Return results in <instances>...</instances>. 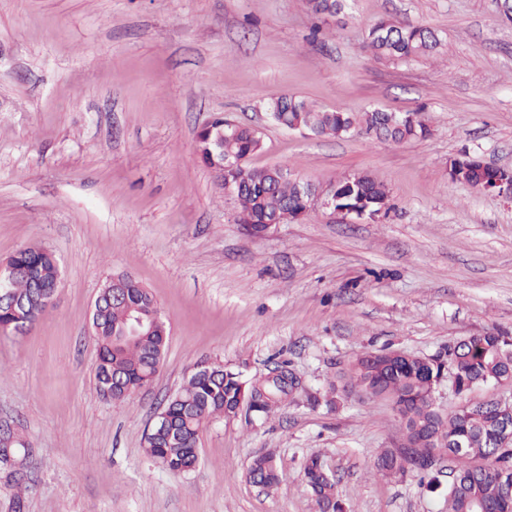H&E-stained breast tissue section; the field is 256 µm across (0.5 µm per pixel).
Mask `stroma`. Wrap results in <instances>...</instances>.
<instances>
[{
	"instance_id": "stroma-1",
	"label": "stroma",
	"mask_w": 512,
	"mask_h": 512,
	"mask_svg": "<svg viewBox=\"0 0 512 512\" xmlns=\"http://www.w3.org/2000/svg\"><path fill=\"white\" fill-rule=\"evenodd\" d=\"M504 0H351L309 42L307 0H0V262L27 246L61 269L52 305L0 335V424L30 450L24 512H316L302 480L322 456L346 512H447V489L382 476L402 425L350 384L367 352L434 355L512 333V199L452 181L462 152L512 170V17ZM386 18L433 29L406 62L365 45ZM421 110L427 138L301 135L266 105ZM259 128L250 166L327 187L363 173L390 208L369 219L322 206L263 236L196 154L214 116ZM130 275L169 327L152 383L123 401L96 389L90 326L104 282ZM289 361L304 395L268 417L211 420L199 464L174 474L144 437L194 365L250 379ZM334 394L335 408L308 395ZM273 454L279 482L248 468Z\"/></svg>"
}]
</instances>
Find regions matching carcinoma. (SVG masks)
<instances>
[{
	"mask_svg": "<svg viewBox=\"0 0 512 512\" xmlns=\"http://www.w3.org/2000/svg\"><path fill=\"white\" fill-rule=\"evenodd\" d=\"M346 0H307L310 12L320 21L312 29V39L323 31L329 17L345 9ZM439 44L429 28L382 19L368 31L367 46L388 62L406 61L426 54ZM272 121L282 126L295 121L323 137H343L355 132L401 144L422 139L430 130L418 111L367 110L359 115L338 109L317 108L305 100L284 94L268 104ZM224 128V156L212 152L211 141L221 125ZM229 120L214 117L211 130L196 136V152L207 168L224 164V183L231 185L232 197L239 209V222L257 230L277 214L303 211L305 183L296 181L288 171L278 167L252 168L250 156L261 150L262 136L248 127L227 128ZM456 180L471 186L489 180L492 173L478 165L461 164ZM343 191L344 203H363L370 211L389 209V191L384 184L368 175L351 174L336 182ZM16 271L10 279L11 296L0 299V333L19 335L31 329L46 306L34 299L36 281L51 279L57 273L55 256L41 247H25L8 261ZM126 289L130 304L150 311L153 298L135 280L108 282L99 292L101 306L91 316V327L98 346L95 371L99 394L108 400H125L152 379L162 363L167 325L144 331V336L127 343L123 336L126 307L112 302V290ZM439 364L427 366L418 355L389 353L375 358H359L350 375L351 383L367 386L372 396L391 401L398 409L403 431L413 435V447L402 452L381 451L375 468L384 476L411 474L429 491L439 485L438 467L431 460L448 459V512H512V498L505 487L512 482V443H493L496 431L512 420V402L484 400L473 402L470 393L481 386L512 381V336L506 333L473 335L466 342L448 345L438 355ZM447 368L455 384L457 403L443 413L432 401V378ZM263 401L256 413L269 416L295 397L296 390L281 379L265 381ZM252 394V385L238 375L211 363L208 372H191L180 390L166 402L164 409L146 434V454L173 473L195 468L197 444L205 425L216 417L231 418L238 414ZM28 449L10 433L8 442L0 444V474L6 486L14 490L12 512H24L22 490ZM250 475L270 487L279 480L272 455L255 458ZM304 480L318 512H343L336 495V482L318 455L307 459Z\"/></svg>",
	"mask_w": 512,
	"mask_h": 512,
	"instance_id": "obj_1",
	"label": "carcinoma"
}]
</instances>
